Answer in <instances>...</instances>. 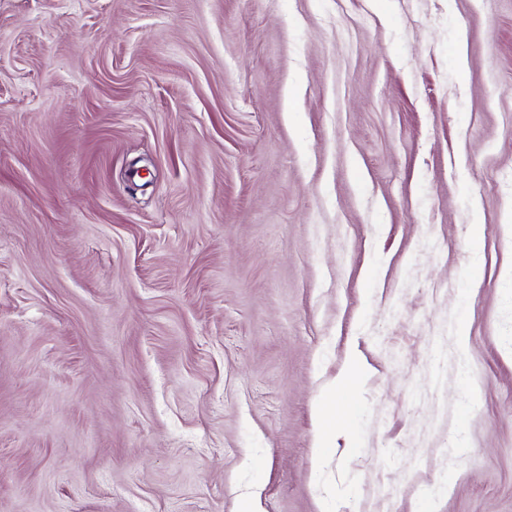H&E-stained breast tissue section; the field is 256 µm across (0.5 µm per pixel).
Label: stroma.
<instances>
[{
    "mask_svg": "<svg viewBox=\"0 0 512 512\" xmlns=\"http://www.w3.org/2000/svg\"><path fill=\"white\" fill-rule=\"evenodd\" d=\"M254 490L512 512V0H0V512ZM359 363L353 357L345 371L337 378L335 385L327 397L318 407V417L321 421L336 413L335 398L338 390H347L356 386L358 382Z\"/></svg>",
    "mask_w": 512,
    "mask_h": 512,
    "instance_id": "obj_1",
    "label": "stroma"
}]
</instances>
